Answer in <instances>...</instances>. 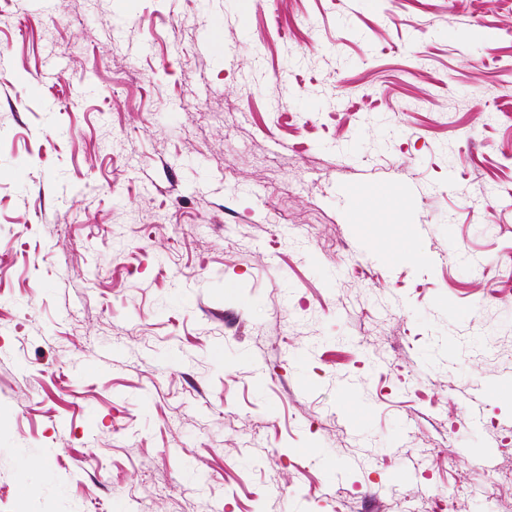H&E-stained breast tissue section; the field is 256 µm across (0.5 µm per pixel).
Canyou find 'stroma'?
Returning a JSON list of instances; mask_svg holds the SVG:
<instances>
[{"label":"stroma","instance_id":"1","mask_svg":"<svg viewBox=\"0 0 512 512\" xmlns=\"http://www.w3.org/2000/svg\"><path fill=\"white\" fill-rule=\"evenodd\" d=\"M429 502L512 512V0H0V512Z\"/></svg>","mask_w":512,"mask_h":512}]
</instances>
